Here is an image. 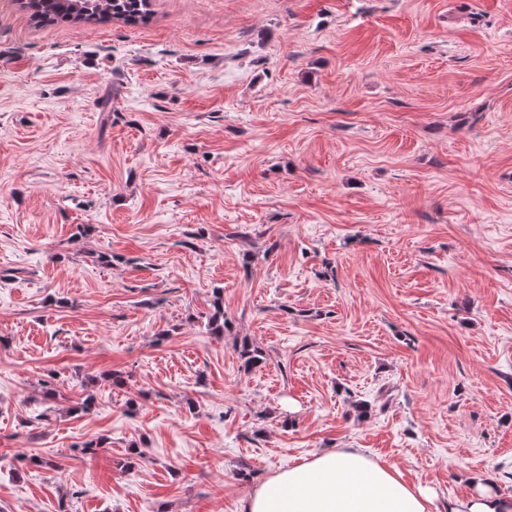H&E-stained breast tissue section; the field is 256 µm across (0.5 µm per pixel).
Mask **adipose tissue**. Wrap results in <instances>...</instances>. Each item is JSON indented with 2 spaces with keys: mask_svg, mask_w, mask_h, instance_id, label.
Wrapping results in <instances>:
<instances>
[{
  "mask_svg": "<svg viewBox=\"0 0 512 512\" xmlns=\"http://www.w3.org/2000/svg\"><path fill=\"white\" fill-rule=\"evenodd\" d=\"M431 497L361 448H336L250 490L240 512H430Z\"/></svg>",
  "mask_w": 512,
  "mask_h": 512,
  "instance_id": "1",
  "label": "adipose tissue"
}]
</instances>
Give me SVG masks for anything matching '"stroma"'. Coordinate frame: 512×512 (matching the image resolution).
I'll return each mask as SVG.
<instances>
[{"label": "stroma", "mask_w": 512, "mask_h": 512, "mask_svg": "<svg viewBox=\"0 0 512 512\" xmlns=\"http://www.w3.org/2000/svg\"><path fill=\"white\" fill-rule=\"evenodd\" d=\"M149 8L0 0V512H240L332 448L512 494V0ZM26 7L41 22L112 21L146 23L150 18L148 0H30Z\"/></svg>", "instance_id": "1"}]
</instances>
